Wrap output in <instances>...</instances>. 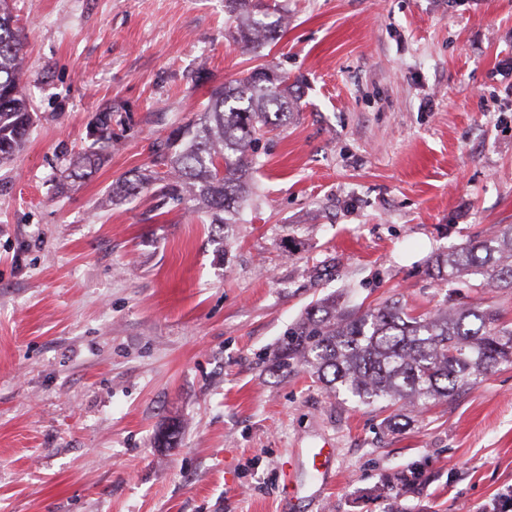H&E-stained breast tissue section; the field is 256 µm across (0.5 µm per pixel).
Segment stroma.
I'll use <instances>...</instances> for the list:
<instances>
[{
	"mask_svg": "<svg viewBox=\"0 0 512 512\" xmlns=\"http://www.w3.org/2000/svg\"><path fill=\"white\" fill-rule=\"evenodd\" d=\"M277 2L288 23L254 54L224 0H12L37 119L0 165V512H388L367 493L416 464L405 512L512 496V363L394 433L275 363L330 294L512 322V289L428 271L512 224V0ZM267 65L304 95L223 244L151 194L111 203L212 86ZM109 101L125 138L69 180ZM325 445L324 485L303 451Z\"/></svg>",
	"mask_w": 512,
	"mask_h": 512,
	"instance_id": "1",
	"label": "stroma"
}]
</instances>
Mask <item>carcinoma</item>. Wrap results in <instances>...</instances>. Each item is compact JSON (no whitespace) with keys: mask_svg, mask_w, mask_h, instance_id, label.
Masks as SVG:
<instances>
[{"mask_svg":"<svg viewBox=\"0 0 512 512\" xmlns=\"http://www.w3.org/2000/svg\"><path fill=\"white\" fill-rule=\"evenodd\" d=\"M225 7L236 20V41L253 50L281 30L276 5L225 0ZM25 65L9 0H0V165L23 148L33 123L31 100L20 83ZM300 98V88L271 67H257L212 89L193 119L153 149L162 171H131L112 184V201L150 192L165 204L206 213L210 224L225 230L255 194L252 169L259 142L288 119ZM121 109L106 106L88 124L97 148L77 157L81 176L104 162L116 136L112 116ZM431 268L443 279L478 276L481 288H512V224H499L483 238L436 257ZM276 358L283 368L306 364L333 396L345 393L359 406L394 409L385 422L399 430L470 380L512 362V327L498 312L478 306L414 313L392 300L350 310L327 296L288 330ZM422 480L413 467L387 479L382 489L410 490Z\"/></svg>","mask_w":512,"mask_h":512,"instance_id":"obj_1","label":"carcinoma"}]
</instances>
